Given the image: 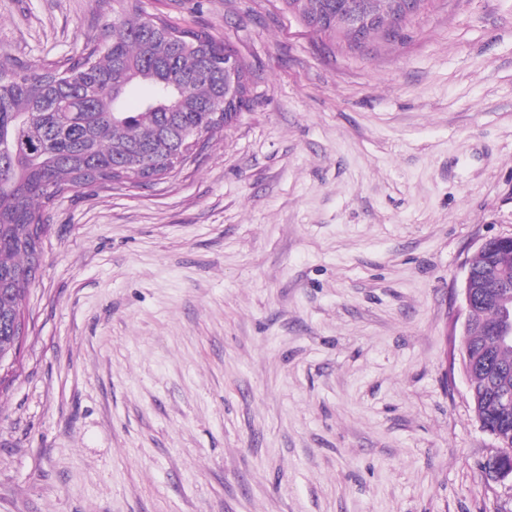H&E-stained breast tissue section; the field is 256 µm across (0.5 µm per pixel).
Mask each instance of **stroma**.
<instances>
[{
    "label": "stroma",
    "mask_w": 512,
    "mask_h": 512,
    "mask_svg": "<svg viewBox=\"0 0 512 512\" xmlns=\"http://www.w3.org/2000/svg\"><path fill=\"white\" fill-rule=\"evenodd\" d=\"M231 43L248 110L174 176L48 212L0 385V512H512L454 359L512 234V0L330 48L279 0H143ZM112 0H0L38 69Z\"/></svg>",
    "instance_id": "35a3bbf8"
}]
</instances>
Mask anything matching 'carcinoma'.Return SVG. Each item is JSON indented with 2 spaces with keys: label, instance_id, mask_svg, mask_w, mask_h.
<instances>
[{
  "label": "carcinoma",
  "instance_id": "carcinoma-1",
  "mask_svg": "<svg viewBox=\"0 0 512 512\" xmlns=\"http://www.w3.org/2000/svg\"><path fill=\"white\" fill-rule=\"evenodd\" d=\"M323 43L359 49L352 5L375 18L365 37L390 40L397 0H280ZM238 62V103L224 107V58ZM250 66L203 29L148 15L142 0H112L98 40L61 64L30 70L0 55V353L7 323L25 324L21 305L40 266L45 213L65 192L103 182L145 186L177 172L247 107ZM490 298L474 303L466 337L470 401L481 425L512 447V345L490 336Z\"/></svg>",
  "mask_w": 512,
  "mask_h": 512
}]
</instances>
